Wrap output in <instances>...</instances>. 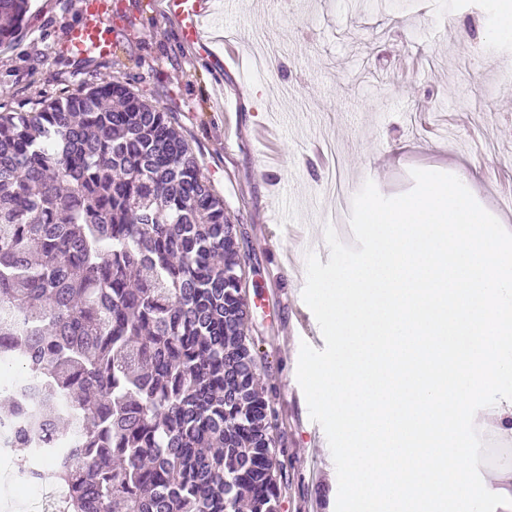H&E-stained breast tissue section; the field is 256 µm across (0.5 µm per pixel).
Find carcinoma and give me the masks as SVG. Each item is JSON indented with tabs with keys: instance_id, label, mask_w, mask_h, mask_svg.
Wrapping results in <instances>:
<instances>
[{
	"instance_id": "cac0c4a2",
	"label": "carcinoma",
	"mask_w": 512,
	"mask_h": 512,
	"mask_svg": "<svg viewBox=\"0 0 512 512\" xmlns=\"http://www.w3.org/2000/svg\"><path fill=\"white\" fill-rule=\"evenodd\" d=\"M28 0H0V45ZM242 251L172 113L119 81L0 111V430L47 432L57 512H278Z\"/></svg>"
}]
</instances>
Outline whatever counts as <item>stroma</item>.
I'll use <instances>...</instances> for the list:
<instances>
[{"label": "stroma", "instance_id": "1", "mask_svg": "<svg viewBox=\"0 0 512 512\" xmlns=\"http://www.w3.org/2000/svg\"><path fill=\"white\" fill-rule=\"evenodd\" d=\"M81 2L30 0L21 35L0 46V107L112 78L178 118L251 256L248 334L278 413L280 512H335L328 441L296 378L306 254L328 261V224L354 242L327 174L349 202L368 180L394 197L413 169L451 173L512 232L494 178L512 174V30L495 0H218L189 46L160 23L162 0H120L111 55L86 62L66 49Z\"/></svg>", "mask_w": 512, "mask_h": 512}]
</instances>
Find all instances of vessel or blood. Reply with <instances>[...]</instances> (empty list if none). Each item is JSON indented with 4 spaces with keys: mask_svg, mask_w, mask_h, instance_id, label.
<instances>
[{
    "mask_svg": "<svg viewBox=\"0 0 512 512\" xmlns=\"http://www.w3.org/2000/svg\"><path fill=\"white\" fill-rule=\"evenodd\" d=\"M212 0H164L163 19L175 20L187 43H199V21L211 9ZM114 14L113 0H83L81 22L69 34L68 48L71 54L86 57L95 53L104 57L112 52L108 33Z\"/></svg>",
    "mask_w": 512,
    "mask_h": 512,
    "instance_id": "b4317fda",
    "label": "vessel or blood"
}]
</instances>
